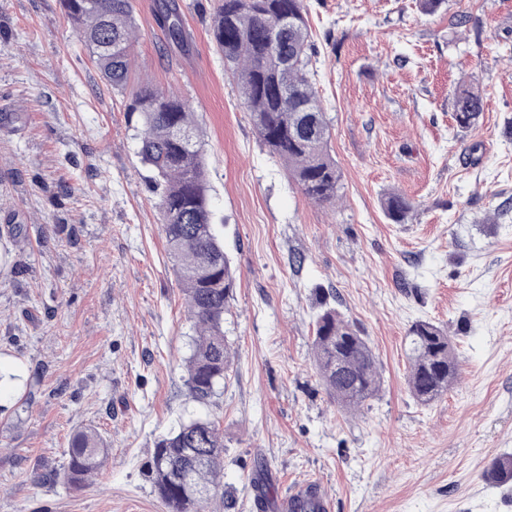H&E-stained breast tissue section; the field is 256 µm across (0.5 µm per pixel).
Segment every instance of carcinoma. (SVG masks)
I'll return each mask as SVG.
<instances>
[{"label":"carcinoma","mask_w":512,"mask_h":512,"mask_svg":"<svg viewBox=\"0 0 512 512\" xmlns=\"http://www.w3.org/2000/svg\"><path fill=\"white\" fill-rule=\"evenodd\" d=\"M80 42L92 54L103 80L112 88L127 84L136 28L133 0H61ZM283 15L292 24L270 46V30ZM162 22L170 39L183 41L179 8L166 7ZM212 37L250 104L251 122L277 155L303 194L320 205H334L343 185L329 148L326 112L309 78L313 54L304 0H221ZM484 110L482 95L464 86L456 93L454 120L473 126ZM131 111L139 114V156L151 172L158 195L166 249L194 324L186 360L187 384L194 400H210L224 384L231 349L224 335L236 277L224 242L215 231V213L203 157V144L188 105L177 95L144 85ZM386 216L402 224L413 203L398 193L381 201ZM315 316L314 367L329 395L343 408L357 410L375 397L382 382L376 356L365 336L336 307L321 298ZM411 395L428 405L448 392L457 371L448 330L418 321L406 336ZM109 446L93 428L72 438L67 466L41 474L80 489L103 467ZM148 478L166 512H207L220 497L224 512L236 502L224 490V436L215 421H180L154 441ZM489 477L512 478V455L500 457Z\"/></svg>","instance_id":"cac0c4a2"}]
</instances>
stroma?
Masks as SVG:
<instances>
[{
	"mask_svg": "<svg viewBox=\"0 0 512 512\" xmlns=\"http://www.w3.org/2000/svg\"><path fill=\"white\" fill-rule=\"evenodd\" d=\"M134 0V81L106 85L59 0H0V512H166L147 478L155 438L191 414L224 435V486L319 481L332 512H512L485 474L512 453V0H306L311 78L341 172L310 201L252 125L212 41L217 0ZM175 90L201 131L217 231L235 271L234 357L210 401L185 384L190 321L138 156V78ZM477 124L453 119L459 85ZM390 192L415 209L402 224ZM21 235H14V228ZM367 337L383 379L340 410L312 361L317 300ZM447 328L458 376L424 406L405 337ZM110 446L81 489L38 482L75 430ZM483 110L484 100L478 91L469 86L459 88L453 114L459 128L468 129L473 126ZM386 216L396 224L405 223L413 209V203L398 193H390L381 201Z\"/></svg>",
	"mask_w": 512,
	"mask_h": 512,
	"instance_id": "stroma-1",
	"label": "stroma"
}]
</instances>
